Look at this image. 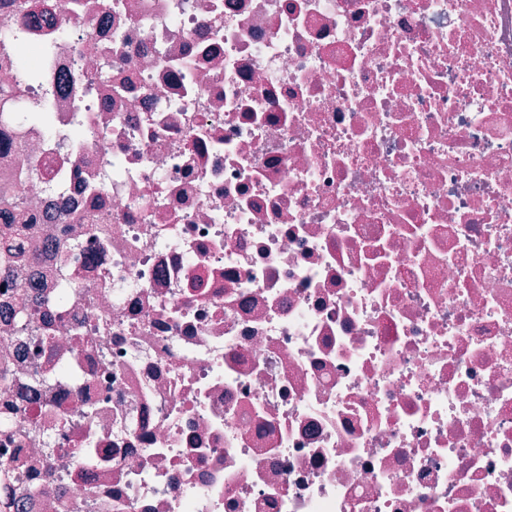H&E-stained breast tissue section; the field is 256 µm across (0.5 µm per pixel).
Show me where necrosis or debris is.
Segmentation results:
<instances>
[{"label": "necrosis or debris", "mask_w": 512, "mask_h": 512, "mask_svg": "<svg viewBox=\"0 0 512 512\" xmlns=\"http://www.w3.org/2000/svg\"><path fill=\"white\" fill-rule=\"evenodd\" d=\"M36 5L0 512H512V0Z\"/></svg>", "instance_id": "necrosis-or-debris-1"}]
</instances>
